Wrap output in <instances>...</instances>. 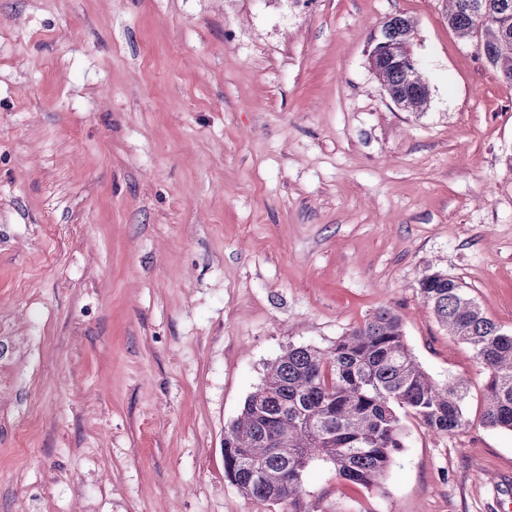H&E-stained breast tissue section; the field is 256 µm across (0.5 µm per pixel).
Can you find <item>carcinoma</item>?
Wrapping results in <instances>:
<instances>
[{"label":"carcinoma","mask_w":512,"mask_h":512,"mask_svg":"<svg viewBox=\"0 0 512 512\" xmlns=\"http://www.w3.org/2000/svg\"><path fill=\"white\" fill-rule=\"evenodd\" d=\"M448 25L512 83V0H448ZM414 22L383 26L389 52L376 64L389 96L408 112L429 103L427 86L400 60ZM418 293L448 333L467 344L486 376L480 420L512 431V333L488 318L464 288L442 272L425 275ZM462 381L434 380L408 349L400 316L380 308L327 347L288 346L270 363L240 414L224 427V477L238 490L284 512H310L303 479L317 462L342 480L382 487L408 437L406 418L435 434L468 422Z\"/></svg>","instance_id":"carcinoma-1"}]
</instances>
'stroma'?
Masks as SVG:
<instances>
[{
  "mask_svg": "<svg viewBox=\"0 0 512 512\" xmlns=\"http://www.w3.org/2000/svg\"><path fill=\"white\" fill-rule=\"evenodd\" d=\"M394 16L421 113L369 63ZM434 271L512 332V83L444 0H0V512H281L225 478L224 427L383 307L470 423L408 420L380 491L317 463L311 512H512Z\"/></svg>",
  "mask_w": 512,
  "mask_h": 512,
  "instance_id": "35a3bbf8",
  "label": "stroma"
}]
</instances>
